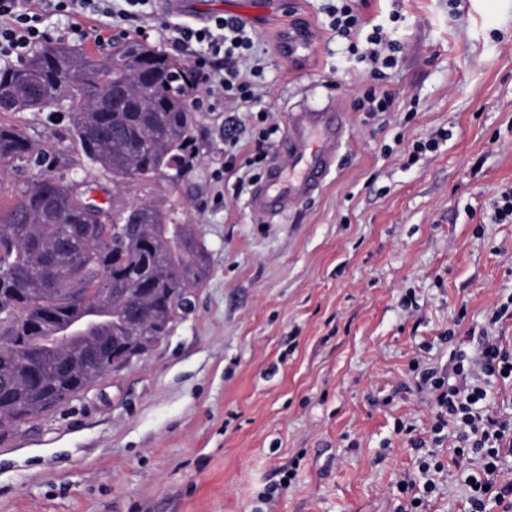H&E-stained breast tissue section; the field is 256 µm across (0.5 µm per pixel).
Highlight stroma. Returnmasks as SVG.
<instances>
[{
	"instance_id": "35a3bbf8",
	"label": "stroma",
	"mask_w": 512,
	"mask_h": 512,
	"mask_svg": "<svg viewBox=\"0 0 512 512\" xmlns=\"http://www.w3.org/2000/svg\"><path fill=\"white\" fill-rule=\"evenodd\" d=\"M331 2L153 0L138 24L45 20L50 43L107 53L137 36L191 62L207 45L183 53L170 25L236 17L253 41L239 67L261 74L247 107L205 86L191 95L199 125L178 185L121 188L120 201L161 197L195 225L209 276L169 336L0 439V512H401L403 480L421 512H468L420 377L450 373L456 343L476 347L490 309L512 296V223L492 219L512 188V0H367V18L400 14L403 44L383 82L396 109L372 118L356 108L365 66L330 28ZM294 23L313 35L300 66L282 44ZM330 96L350 126L335 170L286 222L265 223L248 205L253 135ZM66 110L12 120L64 151L72 178L111 190L70 141ZM440 130L439 150L410 161L413 142ZM432 460L442 469L428 495L420 467Z\"/></svg>"
}]
</instances>
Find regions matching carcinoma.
Returning <instances> with one entry per match:
<instances>
[{
	"label": "carcinoma",
	"mask_w": 512,
	"mask_h": 512,
	"mask_svg": "<svg viewBox=\"0 0 512 512\" xmlns=\"http://www.w3.org/2000/svg\"><path fill=\"white\" fill-rule=\"evenodd\" d=\"M121 63L47 44L25 62L0 67V114L68 102V134L83 156L112 176V197L69 176L65 157L0 121V175L24 176L0 201V436L61 407L112 367L135 336L168 335L176 298L203 285L206 246L195 225L174 221L154 200L121 203L129 180L187 170L197 127L187 62L131 39ZM95 318L98 360L67 371L65 349L34 341L38 325L77 310Z\"/></svg>",
	"instance_id": "obj_1"
}]
</instances>
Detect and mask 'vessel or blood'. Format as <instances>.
<instances>
[{
  "label": "vessel or blood",
  "mask_w": 512,
  "mask_h": 512,
  "mask_svg": "<svg viewBox=\"0 0 512 512\" xmlns=\"http://www.w3.org/2000/svg\"><path fill=\"white\" fill-rule=\"evenodd\" d=\"M348 138V115L339 101L289 113L275 158L250 196L252 212L277 224L312 199L335 169Z\"/></svg>",
  "instance_id": "obj_1"
}]
</instances>
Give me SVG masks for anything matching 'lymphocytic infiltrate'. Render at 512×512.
Wrapping results in <instances>:
<instances>
[{
	"mask_svg": "<svg viewBox=\"0 0 512 512\" xmlns=\"http://www.w3.org/2000/svg\"><path fill=\"white\" fill-rule=\"evenodd\" d=\"M114 8L112 0H0V58L24 59L44 37L41 26L45 11L71 16L96 13L130 21L144 15L151 0H123ZM363 0H336L329 9L330 26L349 41L348 51L369 66L373 81L360 97L358 106L366 112H391L393 95L377 87L384 70L397 67L402 51L384 25H366L360 6ZM174 40L183 48L195 43H208L212 60L200 66L198 81L221 90L225 100L236 104L254 98L252 82L242 73L238 59L249 54L253 43L246 26L239 19L217 17L212 25L193 28L181 24L173 29ZM452 376L435 370L425 372L423 380L435 395L437 408L435 432L453 427L458 463H477L476 471L466 475L470 512H487L488 504L500 506L501 512H512V480L499 478L500 463L512 456V415L497 413L486 404L491 380H512V348L481 337L475 354L458 350L451 356Z\"/></svg>",
	"mask_w": 512,
	"mask_h": 512,
	"instance_id": "f902f5d3",
	"label": "lymphocytic infiltrate"
}]
</instances>
